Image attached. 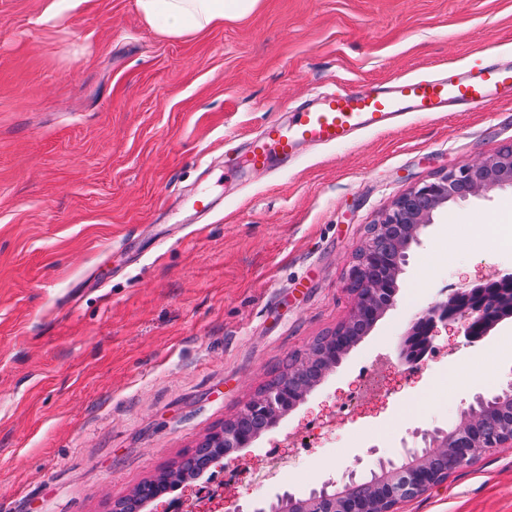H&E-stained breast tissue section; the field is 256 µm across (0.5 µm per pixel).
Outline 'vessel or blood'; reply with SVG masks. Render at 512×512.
<instances>
[{
	"instance_id": "b4317fda",
	"label": "vessel or blood",
	"mask_w": 512,
	"mask_h": 512,
	"mask_svg": "<svg viewBox=\"0 0 512 512\" xmlns=\"http://www.w3.org/2000/svg\"><path fill=\"white\" fill-rule=\"evenodd\" d=\"M512 99V60L490 54L436 74L397 78L380 86L320 94L275 119L250 139L251 169L267 171L293 160L305 146L346 144L362 132L388 131L411 114L459 112L473 102Z\"/></svg>"
}]
</instances>
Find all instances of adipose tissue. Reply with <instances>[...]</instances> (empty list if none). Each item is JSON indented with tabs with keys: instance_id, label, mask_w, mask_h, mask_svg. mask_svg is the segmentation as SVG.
<instances>
[{
	"instance_id": "ef3b65f1",
	"label": "adipose tissue",
	"mask_w": 512,
	"mask_h": 512,
	"mask_svg": "<svg viewBox=\"0 0 512 512\" xmlns=\"http://www.w3.org/2000/svg\"><path fill=\"white\" fill-rule=\"evenodd\" d=\"M260 0H137L147 21L162 34L180 36L247 17Z\"/></svg>"
}]
</instances>
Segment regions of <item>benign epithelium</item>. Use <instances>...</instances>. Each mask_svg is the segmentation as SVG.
Masks as SVG:
<instances>
[{"label": "benign epithelium", "mask_w": 512, "mask_h": 512, "mask_svg": "<svg viewBox=\"0 0 512 512\" xmlns=\"http://www.w3.org/2000/svg\"><path fill=\"white\" fill-rule=\"evenodd\" d=\"M512 187V145L500 148L489 157L473 164L464 165L435 177L432 181L411 188L394 200L378 221L369 226L368 239L355 255L351 270L350 291L354 294L355 305L346 321L337 326L342 331L365 315L377 320L393 306L398 292L397 279L403 265L397 264L393 281L371 276L381 261L372 238H385L396 226H402L401 259H406L409 247L419 242L420 232L433 223L434 215L450 203L466 201L484 192ZM512 307V273L500 274L476 285H464L455 289L442 300L434 302L412 323L405 337L401 357L409 363L423 360L417 340H422L425 349H430L437 337L438 325L461 324L463 335L477 336L484 326L500 322L499 315L505 308ZM311 389L294 391L291 386H282L247 402L242 411L258 415L264 421L261 433L244 437L237 444L239 448L251 447L260 434L277 427L280 419L303 402ZM509 400V420L488 425L476 408L465 410L457 424L442 431L425 432L422 435L427 450L420 457L418 450L407 451L409 459L398 465L388 460L380 462L374 479L364 482L365 492L355 496L356 474L350 473L341 486L325 482L319 496L311 502L323 505L322 512H335L336 500L352 504L349 512H375L373 500L377 496V478L389 477L385 496L388 507L380 512H398L401 503L406 502L441 483L438 476L475 462L479 456L493 448L512 447V379L495 397L497 403Z\"/></svg>", "instance_id": "benign-epithelium-1"}]
</instances>
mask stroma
<instances>
[{"mask_svg":"<svg viewBox=\"0 0 512 512\" xmlns=\"http://www.w3.org/2000/svg\"><path fill=\"white\" fill-rule=\"evenodd\" d=\"M0 0V512H112L198 448L354 306L368 227L438 174L512 144V101L411 115L345 146L246 167L244 143L312 95L512 52V0H261L173 38L137 0ZM238 174L225 179V165ZM218 201L194 214L190 198ZM512 187L448 205L396 303L276 430L182 512H251L365 476L512 378V318L400 358L414 319L512 272ZM399 512H512V447Z\"/></svg>","mask_w":512,"mask_h":512,"instance_id":"35a3bbf8","label":"stroma"}]
</instances>
